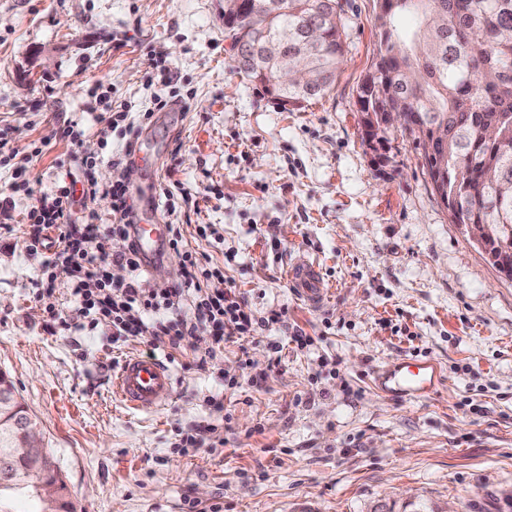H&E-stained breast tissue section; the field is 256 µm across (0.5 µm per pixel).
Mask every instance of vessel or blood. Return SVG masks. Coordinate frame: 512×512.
Listing matches in <instances>:
<instances>
[{
	"label": "vessel or blood",
	"mask_w": 512,
	"mask_h": 512,
	"mask_svg": "<svg viewBox=\"0 0 512 512\" xmlns=\"http://www.w3.org/2000/svg\"><path fill=\"white\" fill-rule=\"evenodd\" d=\"M160 168L152 162L148 170L149 187L137 194V204L130 216L132 235L142 262L154 265L163 259L166 249V231L159 222V200L155 181ZM288 280L309 306H317L321 299L318 271L307 258L296 259L289 268ZM439 372L429 362L412 360L379 371L376 388L388 395L416 399L431 394L438 382ZM171 369L154 356H131L124 360L112 379V388L131 408L156 411L171 396Z\"/></svg>",
	"instance_id": "obj_1"
}]
</instances>
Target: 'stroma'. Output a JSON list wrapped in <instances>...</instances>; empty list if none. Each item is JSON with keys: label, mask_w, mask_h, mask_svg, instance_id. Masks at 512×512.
<instances>
[{"label": "stroma", "mask_w": 512, "mask_h": 512, "mask_svg": "<svg viewBox=\"0 0 512 512\" xmlns=\"http://www.w3.org/2000/svg\"><path fill=\"white\" fill-rule=\"evenodd\" d=\"M219 0H0V371L40 427L75 512H512V280L433 192L401 128L364 135L356 85L377 52L376 0H339L334 90L281 109L234 66ZM173 80L161 82V71ZM169 108L155 111L156 99ZM151 111L161 186L191 248L261 324L205 367L169 337L116 347L58 279L51 320L26 212L35 195L113 177L103 106ZM77 124L76 141L56 131ZM33 190L25 192L23 181ZM304 255L325 298L290 287ZM282 312L271 324V311ZM172 370L155 412L112 377L132 354ZM436 363L437 392L385 397L378 369ZM204 428L210 446L183 453Z\"/></svg>", "instance_id": "35a3bbf8"}]
</instances>
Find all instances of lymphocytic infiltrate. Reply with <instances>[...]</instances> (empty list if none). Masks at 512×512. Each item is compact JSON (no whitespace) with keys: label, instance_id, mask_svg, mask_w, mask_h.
<instances>
[{"label":"lymphocytic infiltrate","instance_id":"lymphocytic-infiltrate-1","mask_svg":"<svg viewBox=\"0 0 512 512\" xmlns=\"http://www.w3.org/2000/svg\"><path fill=\"white\" fill-rule=\"evenodd\" d=\"M94 166V161L86 162L82 185L61 183L53 194L40 195L26 214L34 244H41L46 232L53 231L62 246L55 258L42 262L46 294L55 293L58 274H65L70 296L83 317L110 326L116 342L163 334L179 349L191 339L211 337V349L192 353L194 365L200 368L216 357L224 341L253 332L257 320L247 302L235 289L210 287L214 272L209 256L186 248L180 228L169 229V247L182 260L181 279L171 286H148L135 247L122 252L108 248L112 236H131V194L120 175L110 184H99L92 174ZM78 191L86 197H109L111 223H102L92 210L75 216L72 206ZM112 265L127 269L128 279L112 281L105 272Z\"/></svg>","mask_w":512,"mask_h":512}]
</instances>
